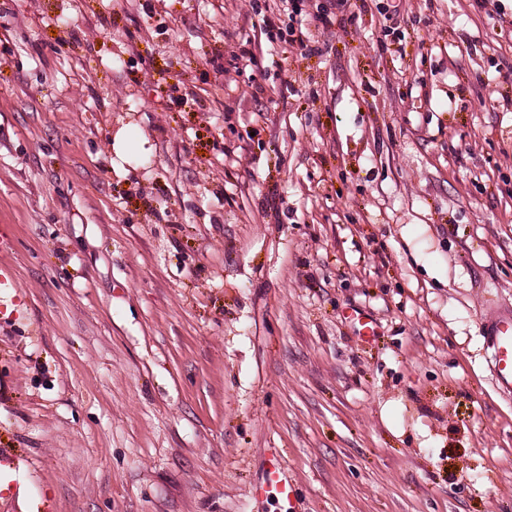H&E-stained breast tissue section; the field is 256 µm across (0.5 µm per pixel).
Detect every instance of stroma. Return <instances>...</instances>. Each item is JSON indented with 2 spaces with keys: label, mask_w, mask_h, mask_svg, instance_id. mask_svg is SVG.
Instances as JSON below:
<instances>
[{
  "label": "stroma",
  "mask_w": 512,
  "mask_h": 512,
  "mask_svg": "<svg viewBox=\"0 0 512 512\" xmlns=\"http://www.w3.org/2000/svg\"><path fill=\"white\" fill-rule=\"evenodd\" d=\"M339 9L0 0V512H512V0ZM19 284L13 268L8 264L0 263V314L3 316L10 309L9 316L17 312ZM13 307V308H11ZM8 316V317H9ZM486 330L498 387L512 394V310L495 313L487 322ZM293 485L286 472L278 465H273L265 472L262 481L255 488L258 497L274 494L284 500H290Z\"/></svg>",
  "instance_id": "obj_1"
}]
</instances>
